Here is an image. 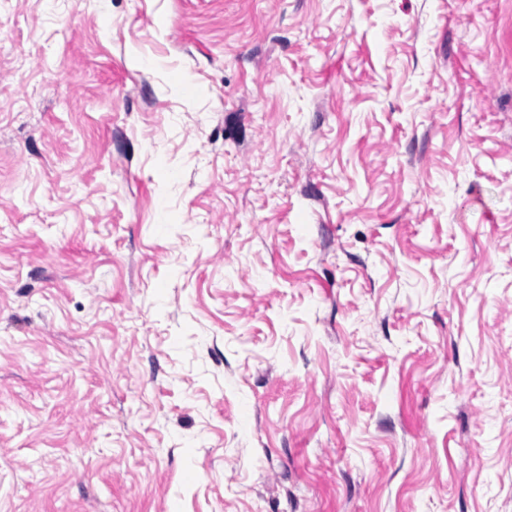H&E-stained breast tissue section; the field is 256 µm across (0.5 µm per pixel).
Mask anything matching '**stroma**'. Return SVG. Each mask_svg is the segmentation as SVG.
<instances>
[{
	"mask_svg": "<svg viewBox=\"0 0 512 512\" xmlns=\"http://www.w3.org/2000/svg\"><path fill=\"white\" fill-rule=\"evenodd\" d=\"M0 512H512V0H0Z\"/></svg>",
	"mask_w": 512,
	"mask_h": 512,
	"instance_id": "stroma-1",
	"label": "stroma"
}]
</instances>
